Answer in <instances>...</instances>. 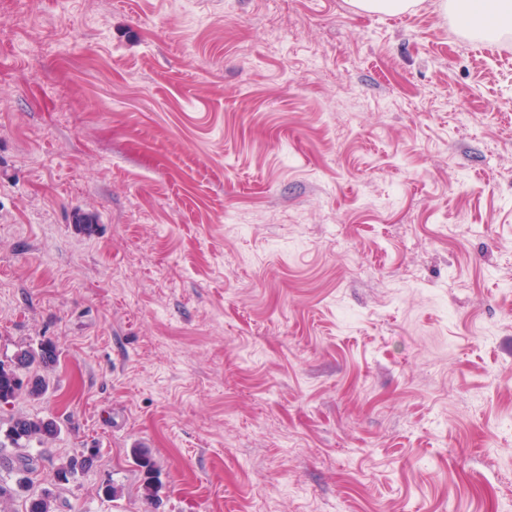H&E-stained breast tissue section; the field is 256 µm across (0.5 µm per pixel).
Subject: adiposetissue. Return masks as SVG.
<instances>
[{"instance_id":"ef3b65f1","label":"adipose tissue","mask_w":512,"mask_h":512,"mask_svg":"<svg viewBox=\"0 0 512 512\" xmlns=\"http://www.w3.org/2000/svg\"><path fill=\"white\" fill-rule=\"evenodd\" d=\"M441 11L487 40L512 27V0H441Z\"/></svg>"}]
</instances>
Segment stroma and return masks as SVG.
Returning <instances> with one entry per match:
<instances>
[{"instance_id":"1","label":"stroma","mask_w":512,"mask_h":512,"mask_svg":"<svg viewBox=\"0 0 512 512\" xmlns=\"http://www.w3.org/2000/svg\"><path fill=\"white\" fill-rule=\"evenodd\" d=\"M42 341L0 419L97 449L60 512H512V34L0 0V362ZM57 361V350L51 342L41 343L34 349H20L10 366L0 363V403H8L24 392L30 398L38 399L47 390V382L43 375L34 372L23 384L20 369H30L34 365L49 368ZM134 464L145 475L144 491L151 496L154 491V478L157 472L156 463L146 448H133Z\"/></svg>"}]
</instances>
